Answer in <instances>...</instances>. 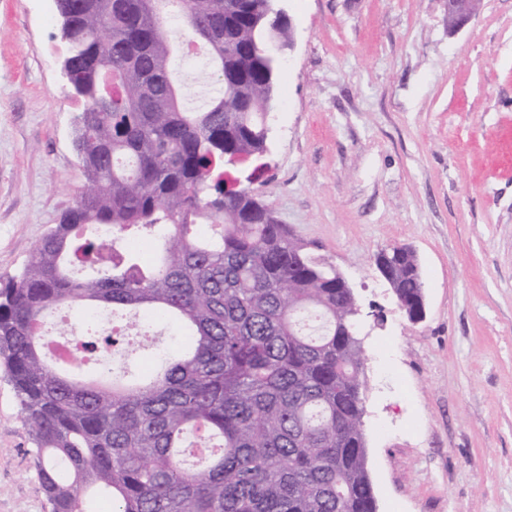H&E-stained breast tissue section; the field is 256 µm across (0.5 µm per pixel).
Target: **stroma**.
Returning <instances> with one entry per match:
<instances>
[{"mask_svg":"<svg viewBox=\"0 0 512 512\" xmlns=\"http://www.w3.org/2000/svg\"><path fill=\"white\" fill-rule=\"evenodd\" d=\"M263 155L226 166L353 288L378 512H512V0H283ZM53 0H0V282L73 206L80 100ZM418 260L412 322L375 254ZM0 373V512H48ZM448 2V28L452 32L463 29L473 18L477 11L476 0H447Z\"/></svg>","mask_w":512,"mask_h":512,"instance_id":"1","label":"stroma"}]
</instances>
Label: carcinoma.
<instances>
[{"mask_svg":"<svg viewBox=\"0 0 512 512\" xmlns=\"http://www.w3.org/2000/svg\"><path fill=\"white\" fill-rule=\"evenodd\" d=\"M273 0H55L68 92L80 99L75 204L0 284V368L13 385L50 512H373L353 289L224 167L267 150L291 42ZM204 53L192 107L177 78ZM374 261L409 312L413 252ZM103 324L173 318L187 349L145 380L107 383L58 362L55 311Z\"/></svg>","mask_w":512,"mask_h":512,"instance_id":"carcinoma-1","label":"carcinoma"}]
</instances>
